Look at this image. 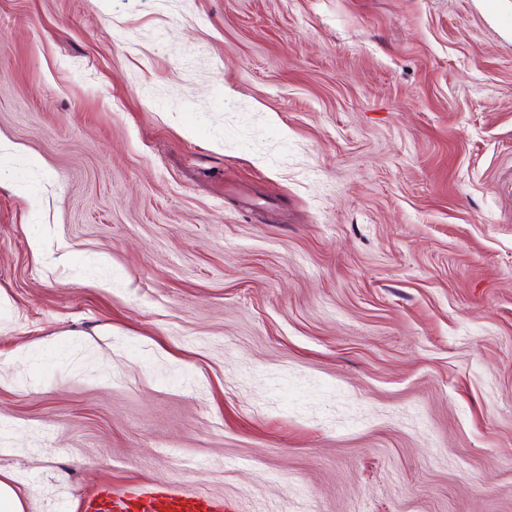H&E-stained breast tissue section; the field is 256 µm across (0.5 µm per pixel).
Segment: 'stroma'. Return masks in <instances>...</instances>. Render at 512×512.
Instances as JSON below:
<instances>
[{
    "instance_id": "stroma-1",
    "label": "stroma",
    "mask_w": 512,
    "mask_h": 512,
    "mask_svg": "<svg viewBox=\"0 0 512 512\" xmlns=\"http://www.w3.org/2000/svg\"><path fill=\"white\" fill-rule=\"evenodd\" d=\"M0 481L512 512V0H0Z\"/></svg>"
}]
</instances>
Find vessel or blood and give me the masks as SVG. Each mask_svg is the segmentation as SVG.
<instances>
[{"mask_svg":"<svg viewBox=\"0 0 512 512\" xmlns=\"http://www.w3.org/2000/svg\"><path fill=\"white\" fill-rule=\"evenodd\" d=\"M82 512H224L223 506L212 505L193 496L166 490L146 489L112 499L108 490L86 498Z\"/></svg>","mask_w":512,"mask_h":512,"instance_id":"b4317fda","label":"vessel or blood"}]
</instances>
